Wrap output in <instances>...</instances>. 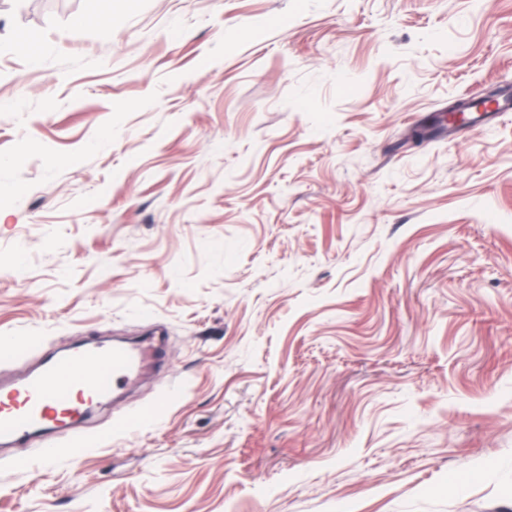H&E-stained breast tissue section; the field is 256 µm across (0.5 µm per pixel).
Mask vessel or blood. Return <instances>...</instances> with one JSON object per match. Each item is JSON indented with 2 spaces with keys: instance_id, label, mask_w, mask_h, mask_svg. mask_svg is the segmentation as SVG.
I'll use <instances>...</instances> for the list:
<instances>
[{
  "instance_id": "obj_1",
  "label": "vessel or blood",
  "mask_w": 512,
  "mask_h": 512,
  "mask_svg": "<svg viewBox=\"0 0 512 512\" xmlns=\"http://www.w3.org/2000/svg\"><path fill=\"white\" fill-rule=\"evenodd\" d=\"M156 358L151 348L124 343L82 344L42 358L23 377L0 385V446L35 438L42 460L55 462L57 433L87 408L114 399Z\"/></svg>"
}]
</instances>
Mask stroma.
Returning a JSON list of instances; mask_svg holds the SVG:
<instances>
[{
	"label": "stroma",
	"mask_w": 512,
	"mask_h": 512,
	"mask_svg": "<svg viewBox=\"0 0 512 512\" xmlns=\"http://www.w3.org/2000/svg\"><path fill=\"white\" fill-rule=\"evenodd\" d=\"M16 2L0 379L166 362L0 512H512V115L408 139L512 89V0ZM497 92L488 91L483 97L475 100L458 99L448 103V108L443 112H438L433 118L434 125L448 123V125L472 123L466 119V112L475 110L483 112L485 107H492L496 104Z\"/></svg>",
	"instance_id": "obj_1"
}]
</instances>
